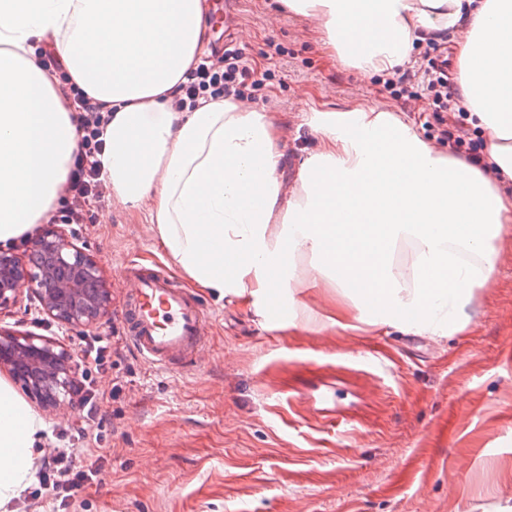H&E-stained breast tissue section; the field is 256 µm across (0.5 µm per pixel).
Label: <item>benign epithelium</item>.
<instances>
[{
    "label": "benign epithelium",
    "mask_w": 512,
    "mask_h": 512,
    "mask_svg": "<svg viewBox=\"0 0 512 512\" xmlns=\"http://www.w3.org/2000/svg\"><path fill=\"white\" fill-rule=\"evenodd\" d=\"M25 298L38 302L50 319L73 329L97 324L112 303L101 263L53 223L44 225L28 264L0 252V311ZM2 369L46 410L73 398L74 355L49 338L0 331Z\"/></svg>",
    "instance_id": "7a95c632"
}]
</instances>
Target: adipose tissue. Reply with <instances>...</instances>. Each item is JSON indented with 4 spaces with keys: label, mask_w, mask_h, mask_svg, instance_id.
<instances>
[{
    "label": "adipose tissue",
    "mask_w": 512,
    "mask_h": 512,
    "mask_svg": "<svg viewBox=\"0 0 512 512\" xmlns=\"http://www.w3.org/2000/svg\"><path fill=\"white\" fill-rule=\"evenodd\" d=\"M281 2L317 22L328 54L376 73L401 67L415 42L452 39L483 164L389 106L354 107L315 111L318 150L286 180L269 113L224 96L173 108L207 40V0H0V245L49 223L79 147L78 102L41 67L44 48L112 114L101 161L113 203L148 209L194 287L259 318L279 299L306 328H463L512 223V0ZM302 291L324 296L323 316ZM45 429L0 380V512L28 483Z\"/></svg>",
    "instance_id": "1"
}]
</instances>
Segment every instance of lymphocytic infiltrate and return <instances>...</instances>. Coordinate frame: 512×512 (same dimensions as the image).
Masks as SVG:
<instances>
[{"instance_id": "lymphocytic-infiltrate-1", "label": "lymphocytic infiltrate", "mask_w": 512, "mask_h": 512, "mask_svg": "<svg viewBox=\"0 0 512 512\" xmlns=\"http://www.w3.org/2000/svg\"><path fill=\"white\" fill-rule=\"evenodd\" d=\"M448 62L428 59L425 66L406 69L386 79L391 93L413 98L427 97L435 111L465 113L460 97L448 83ZM260 80L254 79L247 57L241 48L227 45L214 49L197 67L184 75L179 85V109L195 108L198 101L219 94L248 97L258 91ZM80 103L76 121L81 131L79 149L70 174L67 192L72 204L63 206L55 219L62 224H82L87 219L84 209L75 206V199L98 201L102 198L105 182L100 155L103 151V132L110 121L109 113L88 97L81 89H74ZM120 351L110 339L94 336L79 344L77 360L81 367L75 394L88 414L99 411L101 395L96 388V377L112 364ZM89 436L87 427L81 426L58 432L59 445L51 460L38 471V485L52 501V512H69L72 498L78 490L95 484L102 469L100 460H85L84 443Z\"/></svg>"}]
</instances>
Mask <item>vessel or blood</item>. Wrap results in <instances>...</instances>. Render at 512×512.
<instances>
[{
	"instance_id": "vessel-or-blood-1",
	"label": "vessel or blood",
	"mask_w": 512,
	"mask_h": 512,
	"mask_svg": "<svg viewBox=\"0 0 512 512\" xmlns=\"http://www.w3.org/2000/svg\"><path fill=\"white\" fill-rule=\"evenodd\" d=\"M132 299L123 324L134 349L165 372L196 367L206 322L201 301L159 268L129 260Z\"/></svg>"
}]
</instances>
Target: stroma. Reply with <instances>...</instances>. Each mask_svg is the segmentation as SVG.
Returning <instances> with one entry per match:
<instances>
[{"mask_svg": "<svg viewBox=\"0 0 512 512\" xmlns=\"http://www.w3.org/2000/svg\"><path fill=\"white\" fill-rule=\"evenodd\" d=\"M231 13L228 32L274 80L254 106L288 134L293 177L318 144L315 110L388 103L437 145L459 123L424 98L389 93L382 74L324 56L313 21L280 0H211ZM281 55H273V47ZM310 90L301 99L299 89ZM70 239L97 258L112 292L90 328L48 320L38 303L0 313V329L31 332L76 350L87 336L116 337L121 356L99 380L106 397L99 442L107 462L70 512H497L512 500V224L497 243L491 286L476 289L471 320L443 338L362 325L348 331L259 321L235 301L200 292L206 321L200 368L149 365L120 318L125 259L171 269L147 211L92 208ZM121 393H113V385ZM32 467L47 462L57 431L86 419L78 404L44 413Z\"/></svg>", "mask_w": 512, "mask_h": 512, "instance_id": "obj_1", "label": "stroma"}]
</instances>
